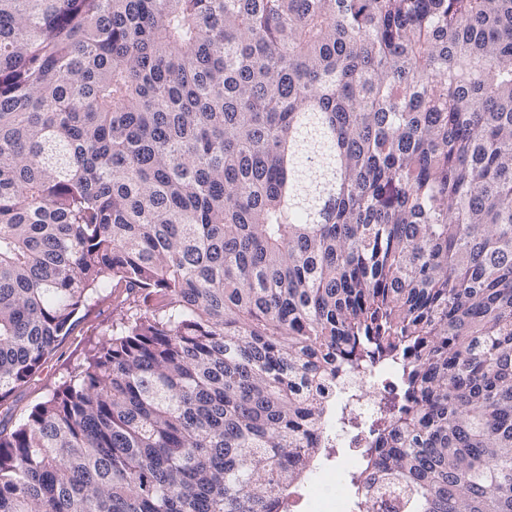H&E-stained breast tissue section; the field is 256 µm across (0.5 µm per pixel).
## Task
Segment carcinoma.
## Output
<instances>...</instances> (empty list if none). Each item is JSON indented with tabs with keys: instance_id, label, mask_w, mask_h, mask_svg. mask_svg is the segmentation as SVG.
Here are the masks:
<instances>
[{
	"instance_id": "cac0c4a2",
	"label": "carcinoma",
	"mask_w": 512,
	"mask_h": 512,
	"mask_svg": "<svg viewBox=\"0 0 512 512\" xmlns=\"http://www.w3.org/2000/svg\"><path fill=\"white\" fill-rule=\"evenodd\" d=\"M0 512H268L341 365L399 512H512V0H0ZM112 288L94 294L88 306L76 316L74 329L64 336L43 368L7 402L11 408L9 427L22 423L33 406L45 401L64 380L70 368L83 361L88 351L112 328L117 319ZM5 406L0 410L3 412ZM9 415V416H10ZM394 365H376L357 371L339 372L331 390L330 406H340L360 418L375 414L379 403L381 380L384 375L394 376Z\"/></svg>"
}]
</instances>
